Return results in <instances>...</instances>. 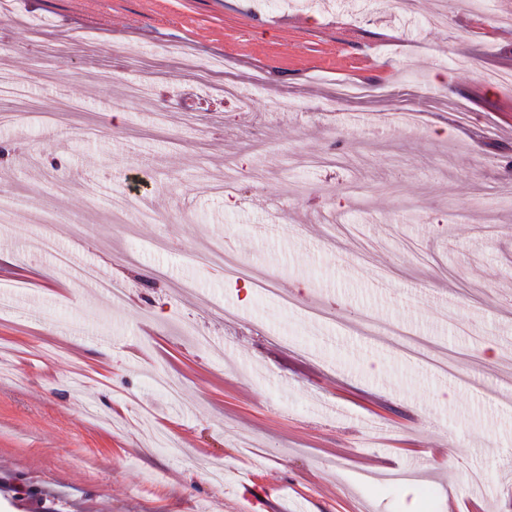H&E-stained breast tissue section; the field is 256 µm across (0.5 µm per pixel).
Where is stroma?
Segmentation results:
<instances>
[{"mask_svg":"<svg viewBox=\"0 0 512 512\" xmlns=\"http://www.w3.org/2000/svg\"><path fill=\"white\" fill-rule=\"evenodd\" d=\"M488 72L512 0H0V512H512Z\"/></svg>","mask_w":512,"mask_h":512,"instance_id":"obj_1","label":"stroma"}]
</instances>
